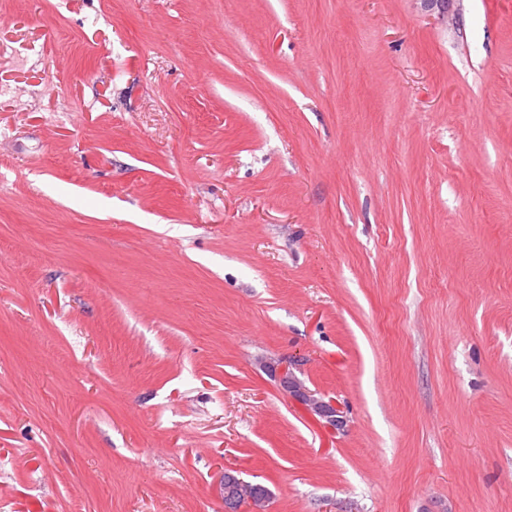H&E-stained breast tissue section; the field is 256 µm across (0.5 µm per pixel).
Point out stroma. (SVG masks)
<instances>
[{
    "instance_id": "35a3bbf8",
    "label": "stroma",
    "mask_w": 512,
    "mask_h": 512,
    "mask_svg": "<svg viewBox=\"0 0 512 512\" xmlns=\"http://www.w3.org/2000/svg\"><path fill=\"white\" fill-rule=\"evenodd\" d=\"M228 470L512 512V0H0V512ZM291 366V368H290ZM277 379L280 387L289 394V396L302 405L307 412L315 418L319 417L324 422L317 420L325 427L338 429L343 424L340 417V410L333 400H317L308 390L301 387L296 381V375L293 371L292 364L289 363L282 367L277 373ZM308 404H311L309 406Z\"/></svg>"
}]
</instances>
